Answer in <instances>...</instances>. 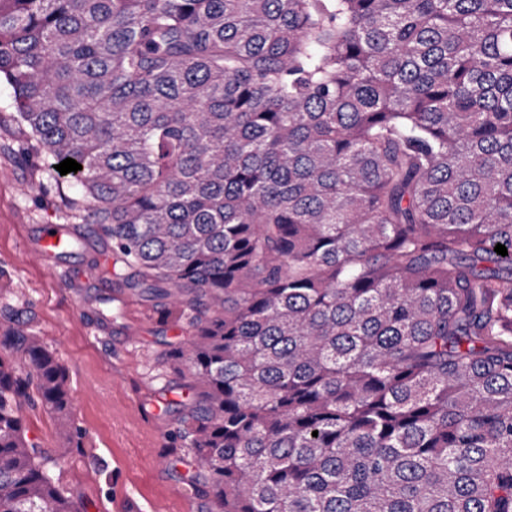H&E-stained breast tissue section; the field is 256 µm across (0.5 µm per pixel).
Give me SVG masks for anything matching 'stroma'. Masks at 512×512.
<instances>
[{
  "label": "stroma",
  "instance_id": "35a3bbf8",
  "mask_svg": "<svg viewBox=\"0 0 512 512\" xmlns=\"http://www.w3.org/2000/svg\"><path fill=\"white\" fill-rule=\"evenodd\" d=\"M24 185L30 195H20ZM76 194L74 184L51 171L40 144L14 124H0V306L10 305L64 365L89 450L54 475L81 498L85 512H197L192 485L203 476L191 449L171 445L180 411L147 414L156 398H187L167 366L187 338V319L113 275L111 243L96 225L72 216L68 200ZM45 224L83 237L63 261L66 275L25 248ZM99 264L110 272L99 287L110 301L104 316L82 305L89 288L80 274ZM114 292L124 303L111 301Z\"/></svg>",
  "mask_w": 512,
  "mask_h": 512
}]
</instances>
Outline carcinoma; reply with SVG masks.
<instances>
[{
    "instance_id": "obj_1",
    "label": "carcinoma",
    "mask_w": 512,
    "mask_h": 512,
    "mask_svg": "<svg viewBox=\"0 0 512 512\" xmlns=\"http://www.w3.org/2000/svg\"><path fill=\"white\" fill-rule=\"evenodd\" d=\"M1 80L129 287L191 311L209 512H512V0H0ZM73 453L6 308L0 512H83ZM23 416L29 428V435L39 442L40 448H44L49 454H54L58 445L50 417L40 409L28 408L24 410Z\"/></svg>"
}]
</instances>
